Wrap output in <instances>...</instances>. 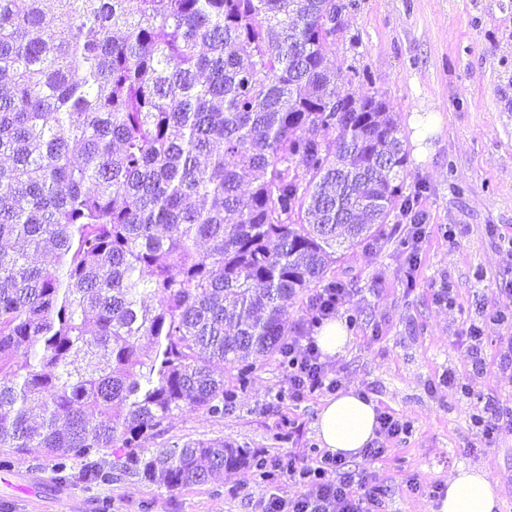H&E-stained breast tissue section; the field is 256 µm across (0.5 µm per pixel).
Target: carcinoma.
I'll list each match as a JSON object with an SVG mask.
<instances>
[{"instance_id":"obj_1","label":"carcinoma","mask_w":512,"mask_h":512,"mask_svg":"<svg viewBox=\"0 0 512 512\" xmlns=\"http://www.w3.org/2000/svg\"><path fill=\"white\" fill-rule=\"evenodd\" d=\"M349 7L0 0V470L12 449L175 491L262 468L144 442L287 363L289 309L413 204L386 102L326 67Z\"/></svg>"}]
</instances>
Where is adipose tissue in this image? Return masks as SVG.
<instances>
[{
  "label": "adipose tissue",
  "instance_id": "adipose-tissue-1",
  "mask_svg": "<svg viewBox=\"0 0 512 512\" xmlns=\"http://www.w3.org/2000/svg\"><path fill=\"white\" fill-rule=\"evenodd\" d=\"M377 407L356 390L338 393L325 401L315 423L323 449L346 458L361 456L376 437ZM496 482L479 467H458L448 477L445 493L433 512H496Z\"/></svg>",
  "mask_w": 512,
  "mask_h": 512
}]
</instances>
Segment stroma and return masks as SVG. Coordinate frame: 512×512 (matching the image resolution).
Masks as SVG:
<instances>
[{
  "instance_id": "1",
  "label": "stroma",
  "mask_w": 512,
  "mask_h": 512,
  "mask_svg": "<svg viewBox=\"0 0 512 512\" xmlns=\"http://www.w3.org/2000/svg\"><path fill=\"white\" fill-rule=\"evenodd\" d=\"M327 64L357 69L354 91L388 102L407 152L404 191L416 195L422 217L419 243L403 218L336 263L349 293L336 318L348 322L351 342L332 359L342 386L413 422L381 461L349 465L387 486L388 512H430L433 485L454 466L480 465L499 482V512H512V434L486 438L472 422L488 403L512 407V379L496 368L499 339L512 326L489 322L498 311L512 316V0H356ZM414 113L437 118L423 160L407 124ZM445 286L454 307L435 300ZM473 324L486 328L479 378L460 337ZM287 388L285 368L267 361L224 416L185 409L146 445L221 440L270 461L306 451L318 444L314 423L329 393L289 400ZM287 422L295 433L283 442ZM293 491L287 477L263 483L249 468L173 492L134 478L60 483L50 461L25 453L0 470V512H139L144 501L150 512H256L259 497Z\"/></svg>"
}]
</instances>
